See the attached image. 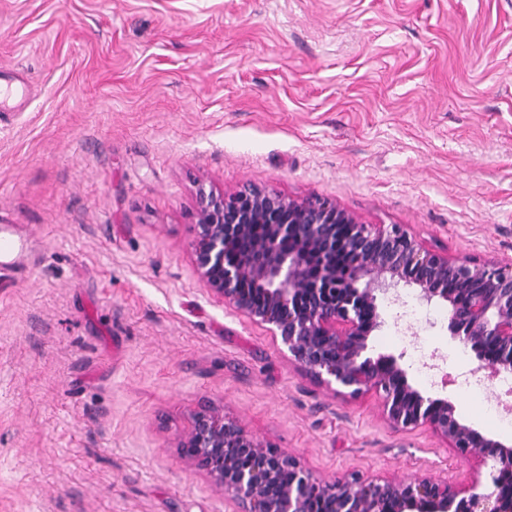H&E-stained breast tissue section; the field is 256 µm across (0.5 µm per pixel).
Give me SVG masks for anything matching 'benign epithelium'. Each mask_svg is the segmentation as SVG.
I'll use <instances>...</instances> for the list:
<instances>
[{
	"mask_svg": "<svg viewBox=\"0 0 512 512\" xmlns=\"http://www.w3.org/2000/svg\"><path fill=\"white\" fill-rule=\"evenodd\" d=\"M196 216L192 265L212 297L266 327L338 396L378 393L391 427L425 425L457 456L498 464L485 486L478 474L458 486L357 472L327 481L204 406L178 448L217 490L244 512H512V446L465 424L451 402L424 397L397 358L366 355L378 294L403 281L448 304L451 336L471 345L481 368L512 375V264L450 259L403 224H362L334 202L257 186H201Z\"/></svg>",
	"mask_w": 512,
	"mask_h": 512,
	"instance_id": "obj_1",
	"label": "benign epithelium"
}]
</instances>
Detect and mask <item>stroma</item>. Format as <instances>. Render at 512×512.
Here are the masks:
<instances>
[{
	"mask_svg": "<svg viewBox=\"0 0 512 512\" xmlns=\"http://www.w3.org/2000/svg\"><path fill=\"white\" fill-rule=\"evenodd\" d=\"M0 80L30 85L0 110V222L43 254L0 274V512H232L177 448L204 405L324 480L471 481L211 297L191 228L199 186L255 184L512 263V0H0ZM397 292L369 355L512 443L456 385L480 362L447 303Z\"/></svg>",
	"mask_w": 512,
	"mask_h": 512,
	"instance_id": "1",
	"label": "stroma"
}]
</instances>
